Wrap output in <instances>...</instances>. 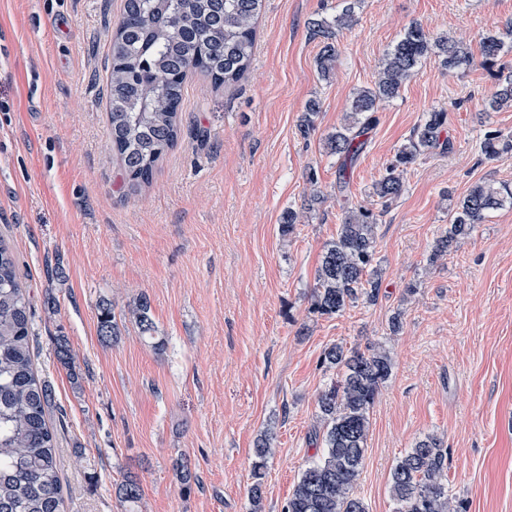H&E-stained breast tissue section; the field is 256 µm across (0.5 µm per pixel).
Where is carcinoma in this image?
Returning <instances> with one entry per match:
<instances>
[{"instance_id": "cac0c4a2", "label": "carcinoma", "mask_w": 512, "mask_h": 512, "mask_svg": "<svg viewBox=\"0 0 512 512\" xmlns=\"http://www.w3.org/2000/svg\"><path fill=\"white\" fill-rule=\"evenodd\" d=\"M264 0H124L112 34V62L106 95L110 111L112 148L128 180L149 182L161 156L178 140L176 112L183 99L184 80L198 71L216 84L240 81L252 63L256 24ZM332 19L309 22L310 37L321 39L318 70L327 75L338 57L331 43L336 32L356 23L359 0H341ZM512 40V19L502 30L480 39V60L447 35H433L412 21L387 51L373 85L355 92L344 123L326 136L329 153L356 158L364 149L365 131L376 121L383 101L399 95L402 86L432 55L449 71L478 63L497 77V90L486 111L512 106V73L501 74L498 62L505 39ZM320 103L312 100L300 118V132L316 130ZM447 112L427 113L373 185V194L386 202L398 198L405 175L417 160L441 146ZM488 161L512 153V135L488 131L480 143ZM512 203V190L492 183L474 185L453 209L448 229L436 240L430 262L448 256L486 212ZM379 215L366 206L346 212L336 239L326 246L315 273L312 310L340 315L359 300L377 301L381 281L372 266L377 247ZM132 315L141 333L155 326L147 296H140ZM29 300L19 280L18 263L0 237V512H64L57 468V435L47 419L51 388L34 371L30 345ZM119 330L111 304L100 305L101 338ZM58 362L73 367L67 339L56 340ZM321 362L337 370V380L318 396L322 422L321 455L300 475L283 512H367L355 494L369 433V411L380 387L392 373V359L382 346L365 354L333 344ZM276 446L271 430L257 438L255 481L250 488L251 512H262L263 469ZM448 453L442 441L428 435L400 457L391 470L390 491L397 512H466L464 503L448 494ZM116 497L128 506L140 499L134 479L115 485Z\"/></svg>"}]
</instances>
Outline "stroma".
Returning <instances> with one entry per match:
<instances>
[{"label":"stroma","mask_w":512,"mask_h":512,"mask_svg":"<svg viewBox=\"0 0 512 512\" xmlns=\"http://www.w3.org/2000/svg\"><path fill=\"white\" fill-rule=\"evenodd\" d=\"M338 4L266 0L248 73L218 88L189 74L179 140L134 185L101 94L123 0H0V234L30 303L35 371L52 389L64 512H126L112 486L128 475L141 488L136 512H250L254 441L270 425L263 512H282L321 448L317 396L336 378L321 354L334 343L392 358L356 488L369 512H396L391 470L428 435L447 448L448 490L467 512H512V205L429 260L474 184L512 188V155L487 162L479 149L487 131L512 135V108L484 111L494 78L477 65L445 72L433 56L379 108L357 158L323 147L410 22L475 51L512 19V0H361L325 77L308 23ZM312 99L320 112L305 136ZM440 109L449 150L421 157L382 206L375 181ZM358 203L382 215L379 297L322 316L311 309L315 272ZM290 209L302 222L285 235ZM143 295L151 338L130 313ZM103 301L114 342L98 334ZM59 336L73 370L55 358Z\"/></svg>","instance_id":"stroma-1"}]
</instances>
